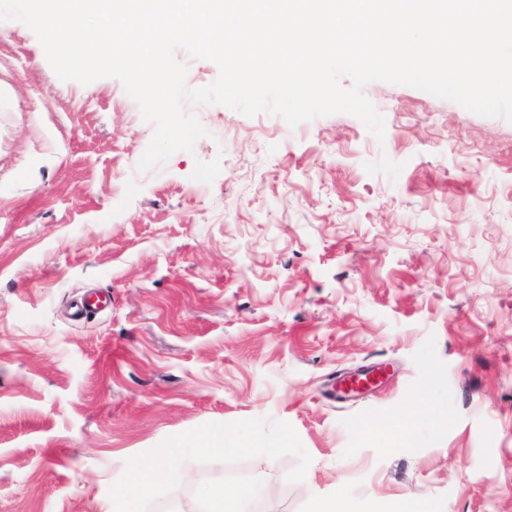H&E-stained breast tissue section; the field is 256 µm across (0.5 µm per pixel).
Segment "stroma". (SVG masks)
Segmentation results:
<instances>
[{
	"mask_svg": "<svg viewBox=\"0 0 512 512\" xmlns=\"http://www.w3.org/2000/svg\"><path fill=\"white\" fill-rule=\"evenodd\" d=\"M363 92L384 141L188 102L208 137L143 170L122 82L61 80L0 21V512H110L157 457L143 512L216 484L272 488L267 512H512V122ZM94 289L110 307L73 320ZM412 405L408 437L371 435ZM379 374L381 375L384 371L383 368L378 369ZM374 375V372L369 373H361V374H353L349 376H345L343 378H339L336 381V385L334 386V393L336 394V400H345L347 398L353 397L356 394L364 393L365 390L369 389L373 385H376L380 381V375L376 376L377 381L369 386L366 389H357L354 387V381H361L363 379H368L369 376ZM375 376V375H374Z\"/></svg>",
	"mask_w": 512,
	"mask_h": 512,
	"instance_id": "1",
	"label": "stroma"
}]
</instances>
